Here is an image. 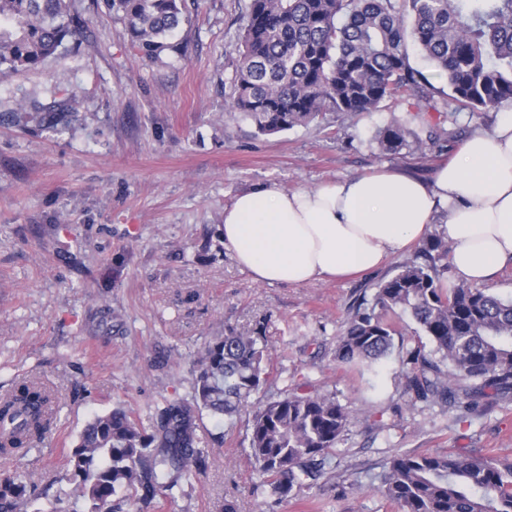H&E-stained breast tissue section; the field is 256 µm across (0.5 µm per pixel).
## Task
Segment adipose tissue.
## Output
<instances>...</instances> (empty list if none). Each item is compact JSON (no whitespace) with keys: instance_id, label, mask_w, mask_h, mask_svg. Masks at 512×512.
<instances>
[{"instance_id":"ef3b65f1","label":"adipose tissue","mask_w":512,"mask_h":512,"mask_svg":"<svg viewBox=\"0 0 512 512\" xmlns=\"http://www.w3.org/2000/svg\"><path fill=\"white\" fill-rule=\"evenodd\" d=\"M444 222L460 281L512 264V110L425 180L386 168L313 189L261 185L224 211L237 264L269 285L363 275Z\"/></svg>"}]
</instances>
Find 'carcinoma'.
Wrapping results in <instances>:
<instances>
[{
    "label": "carcinoma",
    "mask_w": 512,
    "mask_h": 512,
    "mask_svg": "<svg viewBox=\"0 0 512 512\" xmlns=\"http://www.w3.org/2000/svg\"><path fill=\"white\" fill-rule=\"evenodd\" d=\"M132 41L154 58L171 48L184 0H107ZM69 0H0V79L36 70L66 41H78ZM232 81L231 109L274 134L324 112L359 115L386 101L420 117L437 109L435 86L410 63L418 49L444 76L443 105L489 110L512 101V0H250ZM408 131L392 118L378 131L382 152L400 153ZM457 135L428 127L417 147L442 153ZM424 264H405L357 311L336 340L343 365L386 358L402 331L389 315L408 313L440 360L414 353L403 372L419 401L475 410L492 390L512 395V297L441 286L448 239L428 238ZM268 340L232 329L208 344L193 368L192 402L171 400L144 425L116 408L89 420L68 458L81 512H114L113 499L137 508L173 495L182 475L207 466L199 447L203 414L220 424L249 407L265 383ZM58 417L53 388L39 378L0 395V458L22 456ZM354 415L335 398L285 394L252 410L249 457L276 499L324 474L327 451ZM378 492L400 512H512V464L487 455L397 453ZM34 483L0 474V512H28Z\"/></svg>",
    "instance_id": "cac0c4a2"
}]
</instances>
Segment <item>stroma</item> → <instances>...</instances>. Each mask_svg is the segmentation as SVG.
<instances>
[{"instance_id": "35a3bbf8", "label": "stroma", "mask_w": 512, "mask_h": 512, "mask_svg": "<svg viewBox=\"0 0 512 512\" xmlns=\"http://www.w3.org/2000/svg\"><path fill=\"white\" fill-rule=\"evenodd\" d=\"M73 2L78 53L0 80V392L37 376L59 406L42 442L0 459V472L31 478L42 512H72L66 455L94 415L121 407L145 420L164 401L192 400L198 353L228 330L257 328L270 347L257 400L320 393L357 415L324 477L277 500L248 456L249 414L208 419L207 469L146 512H399L377 491L395 454L453 448L512 463V399L471 413L406 393L404 361L433 351L408 314L387 359H335L352 306L414 247L362 277L268 285L221 237L225 209L260 184L311 190L381 165L432 177L442 155L379 151V129L402 109L328 112L262 134L225 103L250 0H188L157 58L140 53L106 0Z\"/></svg>"}]
</instances>
